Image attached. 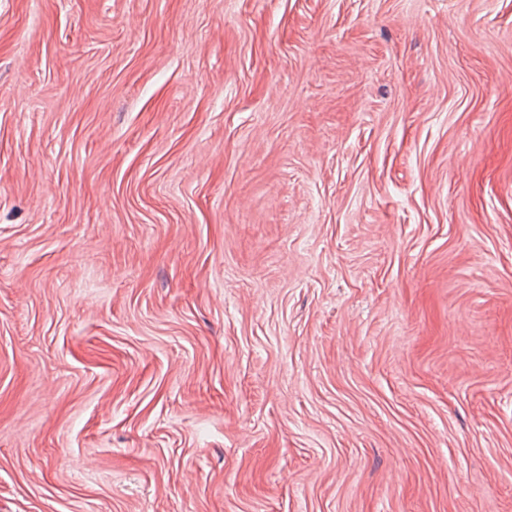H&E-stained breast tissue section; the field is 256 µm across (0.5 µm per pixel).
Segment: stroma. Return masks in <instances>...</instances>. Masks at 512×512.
<instances>
[{
    "mask_svg": "<svg viewBox=\"0 0 512 512\" xmlns=\"http://www.w3.org/2000/svg\"><path fill=\"white\" fill-rule=\"evenodd\" d=\"M0 512H512V0H0Z\"/></svg>",
    "mask_w": 512,
    "mask_h": 512,
    "instance_id": "stroma-1",
    "label": "stroma"
}]
</instances>
